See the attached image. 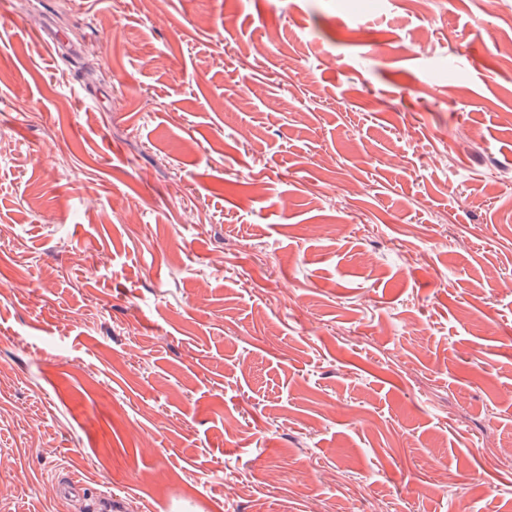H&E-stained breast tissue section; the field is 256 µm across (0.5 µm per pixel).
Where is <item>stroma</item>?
Here are the masks:
<instances>
[{"label": "stroma", "instance_id": "stroma-1", "mask_svg": "<svg viewBox=\"0 0 512 512\" xmlns=\"http://www.w3.org/2000/svg\"><path fill=\"white\" fill-rule=\"evenodd\" d=\"M509 41L512 0H0L10 512H512Z\"/></svg>", "mask_w": 512, "mask_h": 512}]
</instances>
